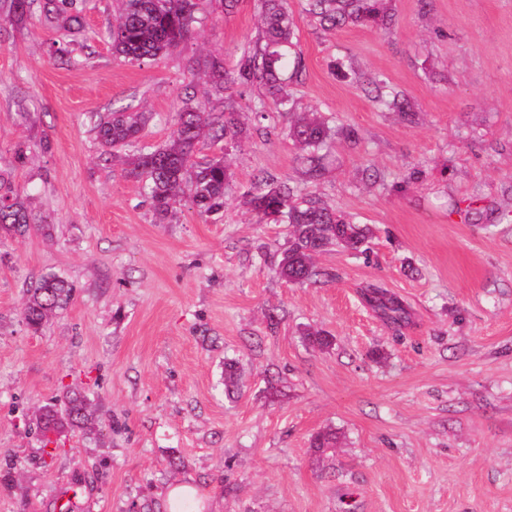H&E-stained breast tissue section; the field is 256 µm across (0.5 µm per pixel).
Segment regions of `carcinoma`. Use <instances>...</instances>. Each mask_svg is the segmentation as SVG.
<instances>
[{
  "instance_id": "cac0c4a2",
  "label": "carcinoma",
  "mask_w": 512,
  "mask_h": 512,
  "mask_svg": "<svg viewBox=\"0 0 512 512\" xmlns=\"http://www.w3.org/2000/svg\"><path fill=\"white\" fill-rule=\"evenodd\" d=\"M305 11L324 30L383 22V0H303ZM47 12L57 26L68 33L83 27L80 0H46ZM261 34L254 47L245 50L237 67L212 64L216 83L230 90L240 84H257L266 88L277 103L291 116L288 137L298 144V157L304 175L312 182L325 174L322 151L338 132L333 120L317 113H297L290 106L286 52L295 46L294 17L288 0H261ZM194 0H122L121 12L110 26L112 50L129 61L153 60L178 46L197 22ZM376 102L389 111L400 112L406 120L414 119L405 99L394 88H377ZM101 145L112 151V158L123 165L128 176L143 182L159 221H165L184 198L200 216H209L224 207V196L232 177L226 157L195 160L202 138L240 142L248 138L230 111L229 102L218 109L212 104L184 102L176 112L167 144L137 147L136 141L147 120L144 112L124 108L91 116ZM246 204L259 221L288 225V248L278 260L280 276L294 284L315 283L324 276L314 262L315 256L341 248L363 254L369 249L373 231L358 224L328 205L315 194L303 195L297 185L265 175L255 192L246 195ZM34 219L23 202L13 194L11 174L0 173V230L23 235ZM363 299L392 328L409 322L405 305L384 288L370 285ZM70 297V289L56 279H42L27 289L24 315L27 324L37 330L47 317ZM64 411L53 405L43 408L41 431L81 429L88 422L86 397L80 392L64 396ZM336 445V433L323 430L311 439L314 452L323 453Z\"/></svg>"
}]
</instances>
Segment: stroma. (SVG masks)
I'll return each mask as SVG.
<instances>
[{
  "mask_svg": "<svg viewBox=\"0 0 512 512\" xmlns=\"http://www.w3.org/2000/svg\"><path fill=\"white\" fill-rule=\"evenodd\" d=\"M120 8L84 0L65 37L44 0L20 17L0 0V170L35 220L0 234V512H129L180 488L195 512H512V0H388L386 24L335 33L288 0L294 109L357 142L303 182L287 117L236 86L251 139L197 151L231 153L223 211L184 202L162 223L90 116L148 113L139 143L164 145L183 100L221 102L207 66L255 44L261 9L200 0L193 32L141 63L112 53ZM382 83L417 123L379 107ZM266 173L370 225L368 254L319 255L329 281L283 280L286 225L243 203ZM42 278L72 296L35 330L23 307ZM371 284L408 309L400 331L364 302ZM72 389L92 418L46 460L36 417ZM324 429L337 444L317 455Z\"/></svg>",
  "mask_w": 512,
  "mask_h": 512,
  "instance_id": "1",
  "label": "stroma"
}]
</instances>
